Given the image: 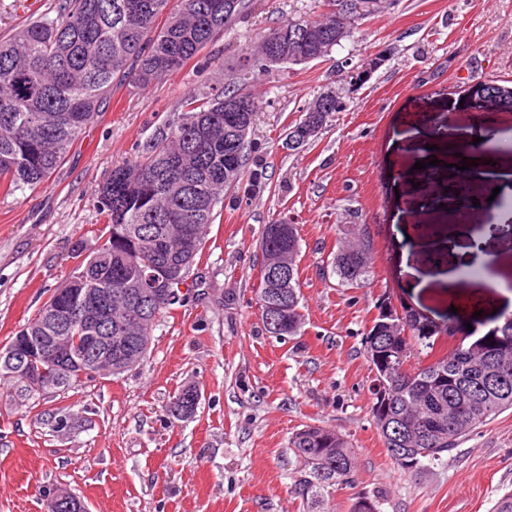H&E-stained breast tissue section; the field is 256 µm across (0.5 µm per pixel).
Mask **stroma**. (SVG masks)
I'll return each mask as SVG.
<instances>
[{
  "label": "stroma",
  "instance_id": "stroma-1",
  "mask_svg": "<svg viewBox=\"0 0 512 512\" xmlns=\"http://www.w3.org/2000/svg\"><path fill=\"white\" fill-rule=\"evenodd\" d=\"M51 0H0V40L45 13ZM323 0H253L247 18L161 83L120 87L48 181L0 192V347L74 271L75 249L91 253L105 224L94 185L136 159L182 112L188 93L223 84L228 69L270 28L313 17ZM386 62L311 146L291 151L284 130L327 84L336 63ZM486 86H512V0H399L359 22L328 57L255 77L261 109L252 130L266 161L259 194L225 206L190 269L185 306L157 318L147 355L117 376L87 381L56 398L18 406L0 398V512H46L44 494L64 487L88 512H302L292 493L293 433L323 425L356 452L357 480L326 499L350 512L358 494L380 495L382 512H492L512 487V410L463 438L444 462L416 473L389 458L369 407L373 373L362 339L380 295L431 318L451 319V297L483 288L476 268L417 278L418 243L437 247L467 234L453 208L422 210L407 173L418 142L407 126L453 131L460 100ZM298 224L305 323L298 336L265 334L255 290L265 224ZM364 224L371 280L341 288L322 261L349 225ZM495 253L501 291H488L481 319L512 314V256ZM195 385V415H171L181 387ZM70 407L74 426L48 414Z\"/></svg>",
  "mask_w": 512,
  "mask_h": 512
}]
</instances>
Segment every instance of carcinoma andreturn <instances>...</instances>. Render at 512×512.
I'll return each mask as SVG.
<instances>
[{
    "label": "carcinoma",
    "mask_w": 512,
    "mask_h": 512,
    "mask_svg": "<svg viewBox=\"0 0 512 512\" xmlns=\"http://www.w3.org/2000/svg\"><path fill=\"white\" fill-rule=\"evenodd\" d=\"M250 0H55L54 6L0 40V190L11 194L38 188L59 167L83 130L107 111L116 86L146 88L159 83L197 56L225 29L248 14ZM326 9L308 18L288 20L269 30L261 43L245 53L248 69L232 72L224 86L189 93L179 121L158 133L146 157L123 163L100 181L95 193L107 224L101 244L81 260L34 317L15 336L34 339L53 334L51 302H64L78 289L112 296L109 317H121L125 290L141 269L165 259L170 229L182 228L184 243L172 283L190 288L188 274L201 256L205 230L223 210L226 192L245 184L256 189L263 174L249 167L258 152L240 141L237 125L224 120V97L239 90L248 111L239 119L253 126L259 101L250 79L275 71L262 63L272 45L289 46L301 59L318 60L342 46L336 25L353 29L364 18L379 16L398 0H359L366 16L348 9L350 0H324ZM364 69L347 58L338 64L347 87L319 92L287 131L314 143L346 108L355 74ZM261 264L275 254L288 256L291 286L284 290L260 280L257 302L262 327L276 335L264 315L266 304L288 292V311L279 316L288 338L305 322L299 276V228L284 220L264 226ZM340 288H360L372 276L370 244L349 238L328 264ZM187 300V294L152 304L149 321L140 328L135 354L144 359L156 318ZM483 343L442 351L443 337L403 335L401 329L373 324L363 337L374 372L370 415L394 463L405 471L441 461L456 450L467 433L512 409V315L480 336ZM82 382L79 373L60 376L51 370L38 385L17 374L0 358V385L23 400L52 398ZM192 386L182 388L172 403L178 417L195 414ZM298 467L292 485L303 512H323L325 498L340 486L356 482L355 451L336 431L306 425L290 440ZM350 512H382L377 495L355 498Z\"/></svg>",
    "instance_id": "obj_1"
}]
</instances>
